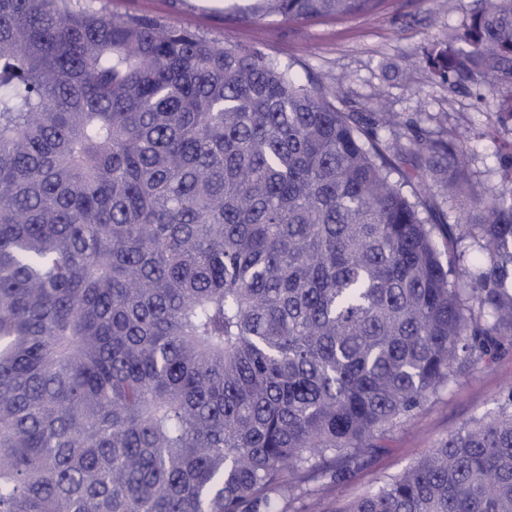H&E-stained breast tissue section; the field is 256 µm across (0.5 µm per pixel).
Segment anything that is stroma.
I'll return each mask as SVG.
<instances>
[{"label": "stroma", "instance_id": "stroma-1", "mask_svg": "<svg viewBox=\"0 0 512 512\" xmlns=\"http://www.w3.org/2000/svg\"><path fill=\"white\" fill-rule=\"evenodd\" d=\"M255 0H93L115 15L146 14L206 37L261 47L292 65L300 78L314 77L337 91L348 107L369 106L439 136H466L468 170L475 190L491 196L500 186L503 156L512 125L496 124L494 94L453 89L428 69L424 56L433 44L462 31L480 0H383L374 12L343 20L290 21L257 16ZM512 387V346L489 365L467 370L406 421L376 439L350 477L331 489L308 483V492L287 512H339L356 497L375 490L448 438L466 420L493 409Z\"/></svg>", "mask_w": 512, "mask_h": 512}]
</instances>
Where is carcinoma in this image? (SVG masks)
Wrapping results in <instances>:
<instances>
[{
  "mask_svg": "<svg viewBox=\"0 0 512 512\" xmlns=\"http://www.w3.org/2000/svg\"><path fill=\"white\" fill-rule=\"evenodd\" d=\"M426 61L512 121V0ZM341 103L256 46L0 0V512H273L512 342V146L485 198L462 135L397 164L402 124ZM338 512H512V387Z\"/></svg>",
  "mask_w": 512,
  "mask_h": 512,
  "instance_id": "carcinoma-1",
  "label": "carcinoma"
}]
</instances>
